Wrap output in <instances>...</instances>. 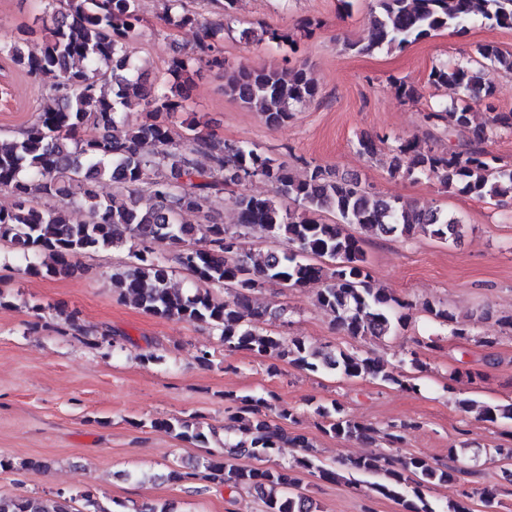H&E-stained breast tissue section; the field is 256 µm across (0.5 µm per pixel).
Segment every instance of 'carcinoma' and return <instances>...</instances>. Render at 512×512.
Segmentation results:
<instances>
[{"mask_svg": "<svg viewBox=\"0 0 512 512\" xmlns=\"http://www.w3.org/2000/svg\"><path fill=\"white\" fill-rule=\"evenodd\" d=\"M236 0H224V14L210 22L186 8L184 0H163L160 20L168 28L198 29L195 50L172 58L166 77L153 86L145 70L135 65L127 45L139 31V0H47L41 21L48 30L41 44H0V53L35 79L53 76L45 106L20 137L0 141V189L14 198L0 207V240L10 242L25 262L24 271L35 276L72 272L75 254L128 248L129 261L112 268V287L124 300L160 318L205 323L218 332L226 351L248 350L275 356L296 366L318 371H339L349 378H373L406 385L402 372L357 352L316 351L299 338H285L266 330L269 317L285 314L259 302L269 285L303 288L318 284L316 305L328 312L336 328L353 338L393 336L406 327L407 304L386 288H376L362 247L363 239L345 226L356 224L365 235L411 237L427 235L441 243H456L463 224L452 214L420 208L400 199L366 191L349 176L313 165L305 178L295 177L288 166L255 147L215 140L185 123L175 136L171 119L182 108L184 88L203 70L224 69V30L235 21ZM378 13L367 41L347 48L368 54L384 45L402 48L454 25L461 29L473 16L498 27L512 28V0H377ZM484 60L473 70L456 63L435 67L433 85L447 86L457 95L451 106L429 109L424 118L441 131L426 146L414 140L392 149L388 171L392 176L424 175L436 179L444 192L478 198L512 200V165L481 147L492 136L512 130V112H495L492 105L484 123L472 122V104L492 94L485 68L512 76V55L492 44L477 46ZM224 90L244 105L261 112L267 125L277 127L292 117L296 107L316 97L318 86L302 67L289 71L241 67L224 76ZM142 105L132 117L120 108L131 99ZM94 134L82 137V128ZM457 143L442 144L441 135ZM210 160L206 169L197 156ZM260 179L273 195L236 193L232 188ZM112 184L103 195L99 187ZM148 193L150 204L140 202ZM229 197L238 215L229 227L184 224V213L211 216ZM76 211L86 219L75 222ZM331 213L332 223L319 219ZM288 248H268L257 254L238 253L240 237L255 230ZM177 248L174 256L164 246ZM175 261L198 283L185 293L171 285L169 261ZM231 291L216 299L208 286ZM425 311L449 335H466L448 309L432 302ZM231 425L220 448L207 447L202 426L181 418L153 420L177 438L204 448V454L165 475L173 482H201L222 486L232 493L255 494L264 512H319L318 504L301 491V475L309 473L334 481L338 474L312 450L304 434H290L285 424L295 421L292 409L270 413L263 396L224 395ZM466 411L478 409L488 422L512 420V403L479 405L465 400ZM322 432L333 438L366 443L373 429L344 415L337 403L319 405ZM302 453L277 461L281 448ZM348 472L375 478L370 489L402 502L405 512H435L424 490L453 484L469 476L470 490L447 504V512H471L468 501L491 503L497 488L474 480L478 470L433 463L418 456H380L372 453L341 462ZM83 507L59 494L55 498L0 495V512H113L86 493Z\"/></svg>", "mask_w": 512, "mask_h": 512, "instance_id": "cac0c4a2", "label": "carcinoma"}]
</instances>
